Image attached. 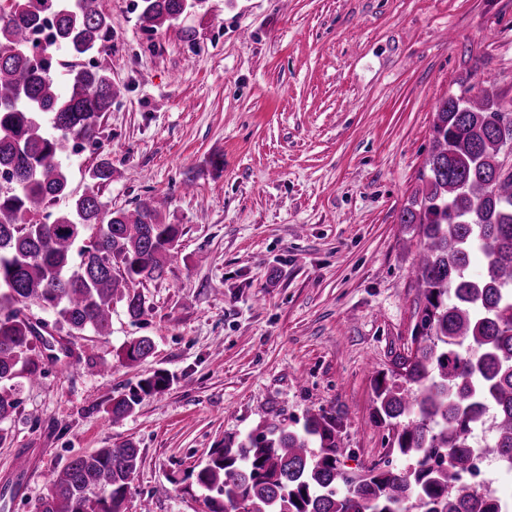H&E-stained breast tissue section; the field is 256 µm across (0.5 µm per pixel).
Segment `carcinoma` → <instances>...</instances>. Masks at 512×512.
I'll list each match as a JSON object with an SVG mask.
<instances>
[{"mask_svg":"<svg viewBox=\"0 0 512 512\" xmlns=\"http://www.w3.org/2000/svg\"><path fill=\"white\" fill-rule=\"evenodd\" d=\"M205 0H140L141 18L158 28ZM52 34L32 40L46 19ZM110 30L95 0H11L0 8V422L17 406L18 378L34 375L35 343L49 346L32 306L54 314L68 335H107L112 306L135 319L145 301L135 290L161 280L178 248L179 226L146 198L107 209L94 187L112 183V163L87 171L93 189L70 193L61 144L97 139L100 120L120 95L106 71L80 60ZM66 69L65 91L53 73ZM494 85L461 100L439 101L424 185L400 222L419 225L415 279L422 296L414 343L392 376L375 378V417L394 431L390 448L404 468L341 467L336 418L311 413L298 427L282 421L212 449L188 474L207 512H496L470 503L463 479L471 435L483 413L493 418L485 452L512 466V120ZM56 134L49 135L45 124ZM61 198L68 207L43 222L38 209ZM483 266L471 274V261ZM153 351L143 336L120 357L136 363ZM169 376L139 380L138 392L112 399L113 422L131 415L139 394H162ZM139 449L125 442L72 458L51 474L37 512H125Z\"/></svg>","mask_w":512,"mask_h":512,"instance_id":"1","label":"carcinoma"}]
</instances>
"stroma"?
I'll list each match as a JSON object with an SVG mask.
<instances>
[{"instance_id": "1", "label": "stroma", "mask_w": 512, "mask_h": 512, "mask_svg": "<svg viewBox=\"0 0 512 512\" xmlns=\"http://www.w3.org/2000/svg\"><path fill=\"white\" fill-rule=\"evenodd\" d=\"M134 3L100 0L98 63L122 94L62 164L79 195L109 159V208L167 199L179 247L139 285L140 321L114 304L110 335L72 337L20 377L0 423V486L20 489L0 512H36L55 469L128 441L127 512H205L193 467L310 411L335 416L345 469L401 466L373 384L410 347L421 298L419 229L400 216L438 100L486 82L512 100V0H205L154 31ZM142 336L153 353L120 362ZM155 372L169 389L112 423L113 397Z\"/></svg>"}]
</instances>
